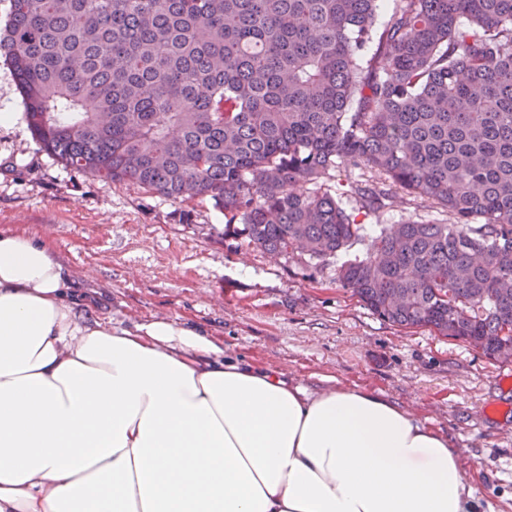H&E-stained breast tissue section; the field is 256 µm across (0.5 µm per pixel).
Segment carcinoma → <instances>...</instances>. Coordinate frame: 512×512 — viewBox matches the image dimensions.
<instances>
[{"label":"carcinoma","instance_id":"cac0c4a2","mask_svg":"<svg viewBox=\"0 0 512 512\" xmlns=\"http://www.w3.org/2000/svg\"><path fill=\"white\" fill-rule=\"evenodd\" d=\"M11 0L0 60L57 162L297 259L380 319L512 342V0ZM377 44L367 55L371 44ZM402 193L448 221L359 224ZM312 185L305 190L303 186ZM403 308L389 306L396 296Z\"/></svg>","mask_w":512,"mask_h":512}]
</instances>
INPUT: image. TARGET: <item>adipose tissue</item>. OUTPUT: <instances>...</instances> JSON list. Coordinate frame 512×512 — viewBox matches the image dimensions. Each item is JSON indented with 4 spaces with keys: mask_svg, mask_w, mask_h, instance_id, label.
Here are the masks:
<instances>
[{
    "mask_svg": "<svg viewBox=\"0 0 512 512\" xmlns=\"http://www.w3.org/2000/svg\"><path fill=\"white\" fill-rule=\"evenodd\" d=\"M93 308L46 241L0 231V512H478L397 405Z\"/></svg>",
    "mask_w": 512,
    "mask_h": 512,
    "instance_id": "ef3b65f1",
    "label": "adipose tissue"
}]
</instances>
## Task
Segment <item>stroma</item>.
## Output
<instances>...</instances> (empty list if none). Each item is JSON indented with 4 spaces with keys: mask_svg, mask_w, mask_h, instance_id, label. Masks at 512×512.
Instances as JSON below:
<instances>
[{
    "mask_svg": "<svg viewBox=\"0 0 512 512\" xmlns=\"http://www.w3.org/2000/svg\"><path fill=\"white\" fill-rule=\"evenodd\" d=\"M0 230L47 237L87 275L113 325L201 327L244 361L317 392L328 379L408 409L458 448L480 512H512V359L494 361L426 328L378 318L336 279V260L304 278L295 262L224 236L210 202H175L56 163L33 140L0 63Z\"/></svg>",
    "mask_w": 512,
    "mask_h": 512,
    "instance_id": "1",
    "label": "stroma"
}]
</instances>
